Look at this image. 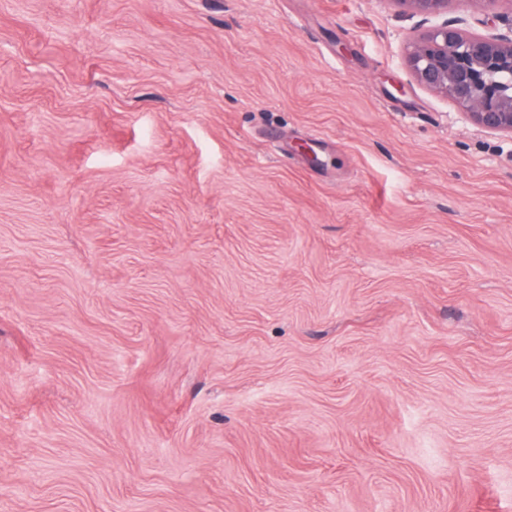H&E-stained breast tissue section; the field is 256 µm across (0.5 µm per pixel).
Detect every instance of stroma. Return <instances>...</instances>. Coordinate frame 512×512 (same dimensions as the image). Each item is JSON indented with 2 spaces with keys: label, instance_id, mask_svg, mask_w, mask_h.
Masks as SVG:
<instances>
[{
  "label": "stroma",
  "instance_id": "stroma-1",
  "mask_svg": "<svg viewBox=\"0 0 512 512\" xmlns=\"http://www.w3.org/2000/svg\"><path fill=\"white\" fill-rule=\"evenodd\" d=\"M429 25L0 0V512H512V136Z\"/></svg>",
  "mask_w": 512,
  "mask_h": 512
}]
</instances>
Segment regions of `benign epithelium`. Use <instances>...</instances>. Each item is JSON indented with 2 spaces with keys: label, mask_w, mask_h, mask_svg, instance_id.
<instances>
[{
  "label": "benign epithelium",
  "mask_w": 512,
  "mask_h": 512,
  "mask_svg": "<svg viewBox=\"0 0 512 512\" xmlns=\"http://www.w3.org/2000/svg\"><path fill=\"white\" fill-rule=\"evenodd\" d=\"M411 14L437 15L448 0H391ZM406 64L420 86L448 99L480 127L512 135V22L505 32H477L445 20L406 44Z\"/></svg>",
  "instance_id": "benign-epithelium-1"
}]
</instances>
